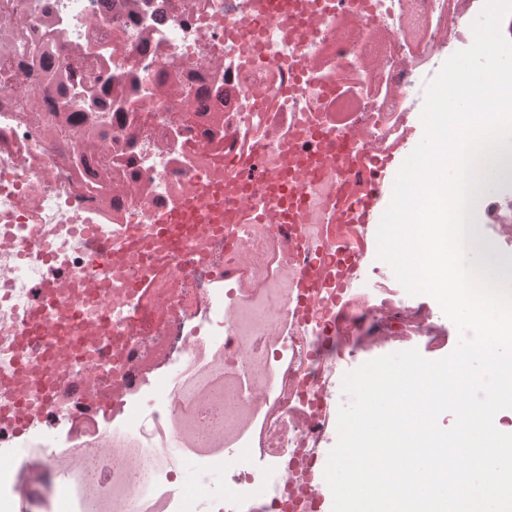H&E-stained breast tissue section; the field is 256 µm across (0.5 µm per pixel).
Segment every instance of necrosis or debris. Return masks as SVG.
Segmentation results:
<instances>
[{
    "label": "necrosis or debris",
    "instance_id": "necrosis-or-debris-1",
    "mask_svg": "<svg viewBox=\"0 0 512 512\" xmlns=\"http://www.w3.org/2000/svg\"><path fill=\"white\" fill-rule=\"evenodd\" d=\"M482 6L0 0V408L40 284L68 275L84 291L78 225L105 243L140 227L85 318L66 325V361L32 369L40 422L19 435L0 420V512H97V499L106 512H317L348 353L449 335L389 264L365 266V226L337 222L376 187L353 159L408 144L423 75L471 45ZM187 202L193 247L161 260L156 218ZM472 215L512 251L511 185ZM44 236L56 267L40 256ZM205 374L222 391L199 386ZM188 417L213 427L211 447L182 437ZM231 452L246 464L225 469ZM187 458L189 493L177 480Z\"/></svg>",
    "mask_w": 512,
    "mask_h": 512
}]
</instances>
